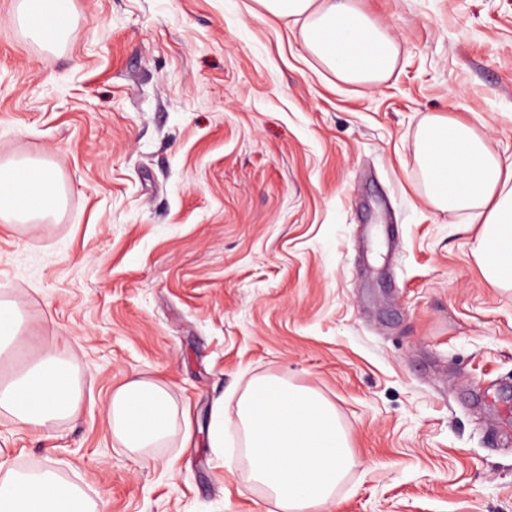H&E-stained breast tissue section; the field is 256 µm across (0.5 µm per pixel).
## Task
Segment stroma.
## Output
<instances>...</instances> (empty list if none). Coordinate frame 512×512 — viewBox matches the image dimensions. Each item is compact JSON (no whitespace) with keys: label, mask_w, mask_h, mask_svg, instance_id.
Wrapping results in <instances>:
<instances>
[{"label":"stroma","mask_w":512,"mask_h":512,"mask_svg":"<svg viewBox=\"0 0 512 512\" xmlns=\"http://www.w3.org/2000/svg\"><path fill=\"white\" fill-rule=\"evenodd\" d=\"M400 45L375 89L336 81L256 0H73L55 49L0 0V163L48 161L59 208L0 217V299L47 347L76 419L0 415V460L50 468L103 512H271L235 429L256 376L331 402L354 466L318 512H512V291L476 225L424 198L419 122H469L512 158V0H359ZM165 380L192 436L122 448L106 404ZM228 421H224V401L217 399L213 404L212 422L209 431L210 447L223 448L224 446V426Z\"/></svg>","instance_id":"35a3bbf8"}]
</instances>
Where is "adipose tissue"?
Here are the masks:
<instances>
[{
  "mask_svg": "<svg viewBox=\"0 0 512 512\" xmlns=\"http://www.w3.org/2000/svg\"><path fill=\"white\" fill-rule=\"evenodd\" d=\"M270 17L299 26L306 52L337 81L373 89L393 73L400 48L389 31L357 0H257ZM19 19L46 47L71 28V0H20ZM425 199L479 227L475 253L488 283L512 288V163H504L485 138L463 120L425 117L415 136ZM62 189L45 161L0 165V212L32 221L59 206ZM81 394L71 366L45 351L27 372L0 382V414L24 426L75 417ZM113 438L135 452L159 448L175 434L190 436L169 386L133 376L107 405ZM237 424L244 437L251 482L278 512H312L336 497L355 458L335 407L315 391L275 375L252 379L238 399ZM0 512H95L77 487L51 469L23 475L0 464Z\"/></svg>",
  "mask_w": 512,
  "mask_h": 512,
  "instance_id": "adipose-tissue-1",
  "label": "adipose tissue"
}]
</instances>
